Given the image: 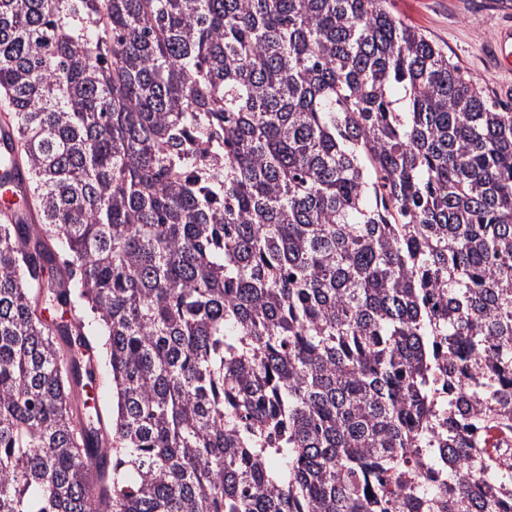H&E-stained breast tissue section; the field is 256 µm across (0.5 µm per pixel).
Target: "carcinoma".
<instances>
[{
	"mask_svg": "<svg viewBox=\"0 0 512 512\" xmlns=\"http://www.w3.org/2000/svg\"><path fill=\"white\" fill-rule=\"evenodd\" d=\"M0 100V512H512V103L388 0H0ZM15 143L16 134L13 126L4 121L0 122V221L6 220L10 224H36V213L22 205L19 200L23 197L27 181L23 170L18 171L11 162V148ZM5 171L8 172V176L1 179Z\"/></svg>",
	"mask_w": 512,
	"mask_h": 512,
	"instance_id": "carcinoma-1",
	"label": "carcinoma"
}]
</instances>
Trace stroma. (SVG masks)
I'll use <instances>...</instances> for the list:
<instances>
[{"label":"stroma","mask_w":512,"mask_h":512,"mask_svg":"<svg viewBox=\"0 0 512 512\" xmlns=\"http://www.w3.org/2000/svg\"><path fill=\"white\" fill-rule=\"evenodd\" d=\"M390 11L448 52L486 96L500 97L512 88V71L499 69L492 58L500 27L512 26V12L498 0H390Z\"/></svg>","instance_id":"1"}]
</instances>
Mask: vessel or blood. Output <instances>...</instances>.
I'll list each match as a JSON object with an SVG mask.
<instances>
[{
    "instance_id": "1",
    "label": "vessel or blood",
    "mask_w": 512,
    "mask_h": 512,
    "mask_svg": "<svg viewBox=\"0 0 512 512\" xmlns=\"http://www.w3.org/2000/svg\"><path fill=\"white\" fill-rule=\"evenodd\" d=\"M495 61L506 68H512V29L499 32L493 46ZM16 143L13 126L0 122V221L12 224L25 222L37 223L38 217L33 210L21 203V197L27 186L24 172L14 169L11 148Z\"/></svg>"
}]
</instances>
